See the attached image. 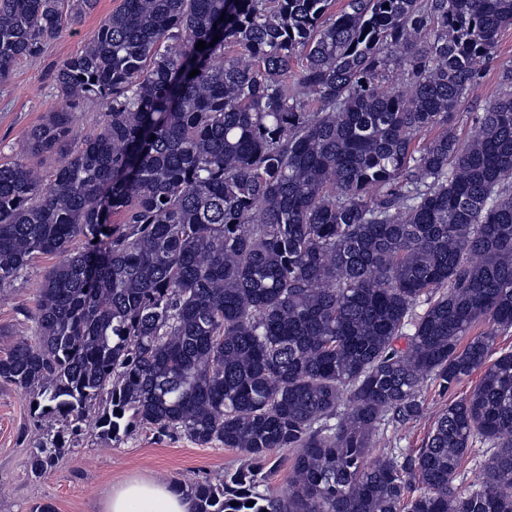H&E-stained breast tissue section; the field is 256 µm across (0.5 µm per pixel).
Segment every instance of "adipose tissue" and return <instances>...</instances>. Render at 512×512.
I'll return each instance as SVG.
<instances>
[{"instance_id": "ef3b65f1", "label": "adipose tissue", "mask_w": 512, "mask_h": 512, "mask_svg": "<svg viewBox=\"0 0 512 512\" xmlns=\"http://www.w3.org/2000/svg\"><path fill=\"white\" fill-rule=\"evenodd\" d=\"M100 512H194V504L163 479L132 477L113 485Z\"/></svg>"}]
</instances>
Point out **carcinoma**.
<instances>
[{
    "mask_svg": "<svg viewBox=\"0 0 512 512\" xmlns=\"http://www.w3.org/2000/svg\"><path fill=\"white\" fill-rule=\"evenodd\" d=\"M66 2L76 19L98 4L0 0V78L60 34ZM329 4L122 0L58 67L61 103L24 149L59 165L0 163V288L58 258L33 339L0 355V382L66 422L34 475L85 428L138 426L259 464L296 450L288 494L238 471L188 483L196 512H512V350L495 351L512 329V67L468 139L454 131L512 0ZM89 99L105 111L78 132ZM476 371L422 447L368 459L424 416L425 382ZM477 442L491 454L463 490Z\"/></svg>",
    "mask_w": 512,
    "mask_h": 512,
    "instance_id": "1",
    "label": "carcinoma"
}]
</instances>
